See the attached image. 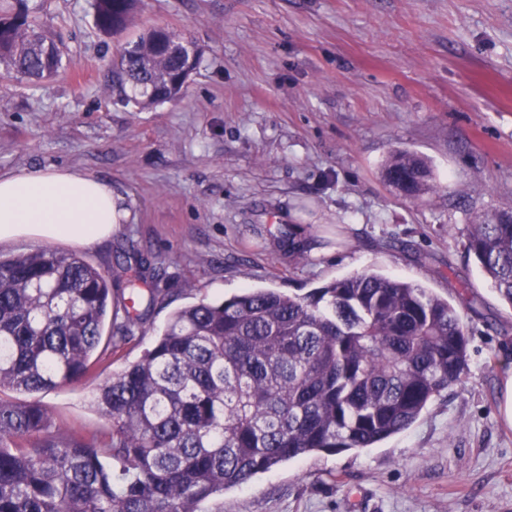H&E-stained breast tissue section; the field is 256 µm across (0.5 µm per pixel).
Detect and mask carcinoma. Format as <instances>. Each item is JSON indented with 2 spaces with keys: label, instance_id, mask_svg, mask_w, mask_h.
<instances>
[{
  "label": "carcinoma",
  "instance_id": "obj_1",
  "mask_svg": "<svg viewBox=\"0 0 512 512\" xmlns=\"http://www.w3.org/2000/svg\"><path fill=\"white\" fill-rule=\"evenodd\" d=\"M106 35L128 28L138 0H92ZM157 27L112 57V104L138 111L183 98L201 51ZM194 62H189V57ZM0 66L37 83L63 69L55 40L19 8L0 14ZM384 177L420 197L431 168L393 151ZM464 249L512 305V214L468 225ZM131 296L151 308L148 268L126 265ZM142 324L112 297V274L46 247L0 255V512H198L211 495L313 454L371 448L407 429L468 370L463 317L420 284L367 270L304 295L246 289L170 317L154 346L100 384L108 426L58 429L37 395L112 364Z\"/></svg>",
  "mask_w": 512,
  "mask_h": 512
}]
</instances>
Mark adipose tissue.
Listing matches in <instances>:
<instances>
[{
    "mask_svg": "<svg viewBox=\"0 0 512 512\" xmlns=\"http://www.w3.org/2000/svg\"><path fill=\"white\" fill-rule=\"evenodd\" d=\"M128 216L110 188L75 169L0 176V244L26 237L90 246Z\"/></svg>",
    "mask_w": 512,
    "mask_h": 512,
    "instance_id": "1",
    "label": "adipose tissue"
}]
</instances>
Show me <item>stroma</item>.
Instances as JSON below:
<instances>
[{
    "mask_svg": "<svg viewBox=\"0 0 512 512\" xmlns=\"http://www.w3.org/2000/svg\"><path fill=\"white\" fill-rule=\"evenodd\" d=\"M66 66L39 87L0 70V175L68 167L129 213L111 237L57 243L115 271L136 251L159 302L111 372L150 348L170 314L246 288L303 295L376 269L455 298L463 284L469 370L378 447L281 463L201 512H512V306L464 255L477 218L512 213V0H142L202 50L186 97L113 107L118 38L91 0H26ZM426 158L412 201L383 164ZM292 242H285V235ZM304 245L300 261L293 243ZM84 379L44 393L58 424L97 430Z\"/></svg>",
    "mask_w": 512,
    "mask_h": 512,
    "instance_id": "35a3bbf8",
    "label": "stroma"
}]
</instances>
